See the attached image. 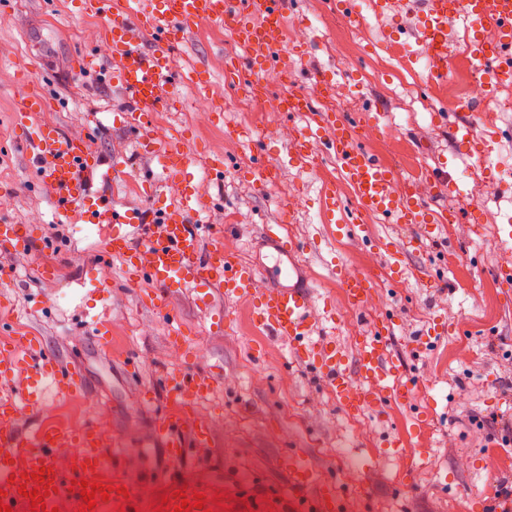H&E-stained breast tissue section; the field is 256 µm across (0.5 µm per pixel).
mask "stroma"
<instances>
[{"label": "stroma", "instance_id": "1", "mask_svg": "<svg viewBox=\"0 0 512 512\" xmlns=\"http://www.w3.org/2000/svg\"><path fill=\"white\" fill-rule=\"evenodd\" d=\"M392 2L385 14L366 11L364 22L353 26L336 15L330 0H292L305 24L291 22L287 29L308 59L288 54L279 65L297 71L305 89L313 71L353 86L348 112H382L393 130L372 133L365 149L391 162L396 191L431 173L456 181V191L442 184L430 197L432 209L459 215L437 236L381 216L369 222L371 239L415 241L400 259L398 283L368 242L338 236L323 223L321 186L334 183L349 199L354 189L341 183L329 155H320L311 169L292 162L304 120L240 111L245 83L233 75L231 61L242 49L230 34H214L204 21L190 27L175 52L182 79L174 101L154 113L155 141L141 148L112 124L127 98L113 86L111 60L99 50L103 18L79 14L73 0H0V224L27 226L35 237L29 253L0 251V268L19 276L13 287L0 289V309L8 316L0 332L38 337L46 351L83 372L82 389L66 397L48 394L40 414L23 415L26 433L46 422L73 433L97 430L105 443L120 448L119 461H107V469L139 482L150 503L160 502L175 483L202 482L224 499L253 500L255 512H302L306 503L292 498L286 458L294 450L313 470L334 478L337 512H494L481 508V501L512 482V443L502 428L512 418V287L494 277L505 262L501 241L512 230V188L491 200L485 192L497 170L512 169V85L491 88L479 102L460 99L445 85L428 86L423 63L405 65L394 44L382 40L385 29L404 41L414 32L408 0ZM86 51L96 55L94 68L75 70ZM201 70L208 83H197ZM37 94L47 100L44 120L89 138L102 159L118 162L106 184L118 204L176 206L186 188L196 186L208 202L204 220L222 234L225 252L243 261L261 252L257 235L265 224L283 225L300 241L317 238L319 251L303 258L318 293L336 310L334 341L353 354L352 337L369 332L372 317H392L391 350L414 383V401L390 397L382 410L350 417L311 369L288 363L284 344L252 324L248 303L220 299L203 310L183 291L173 297L182 319L177 325L153 309L148 284L127 281L121 259L106 272L94 266L92 255L102 244L98 226L58 213L12 123L17 100ZM449 101L478 126L501 132L490 168L475 158L479 139L462 144L450 137L441 111ZM202 102L214 105L205 119L198 112ZM174 135L185 138L194 161L171 173L163 170L160 155ZM217 155L225 158L220 184L206 168ZM263 163L275 165L274 182L254 176ZM45 265L55 267L53 278L41 276ZM342 266L374 272L368 312L346 310L336 274ZM104 274L110 288L101 303L85 283ZM99 314L111 331L105 346L89 326ZM433 316L447 326V335L412 353L408 339ZM179 331L195 339L188 353L170 343ZM184 371L216 374L212 391L191 402L194 415L210 424L212 442L173 466L149 441L156 411L173 401L164 381ZM145 387L157 392L156 410L140 402ZM424 410L433 417L416 427ZM394 438L426 449L416 471L407 470L399 449L390 447Z\"/></svg>", "mask_w": 512, "mask_h": 512}]
</instances>
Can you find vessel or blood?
I'll return each mask as SVG.
<instances>
[{
  "label": "vessel or blood",
  "mask_w": 512,
  "mask_h": 512,
  "mask_svg": "<svg viewBox=\"0 0 512 512\" xmlns=\"http://www.w3.org/2000/svg\"><path fill=\"white\" fill-rule=\"evenodd\" d=\"M85 15L105 16L104 38L114 70L113 82L126 90L130 106L120 124L128 132L148 140L152 112L163 107L167 89L175 84L177 66L174 50L187 28L206 20L230 32L245 53L232 63L236 75H249V87L265 91L263 71L276 67L285 38L288 0H153L151 7L133 9L132 0H76ZM464 22L470 33L467 63L483 85L497 86L512 81V0H425L419 17V46L406 48L407 59L425 57L429 79L444 81L457 57V47L448 32ZM495 30V40H487V30ZM281 110L307 118L300 134L293 162L313 165L319 150L339 164L343 179L355 190L354 201L345 200L335 187L323 185L321 208L326 223L335 225L339 236L367 239L366 221L383 216L394 224H405L434 233L438 222L423 201L417 187L408 184L405 193H396L395 171L362 147L365 125H379V118L365 120L362 114L330 112L316 107L306 94L285 90L279 95ZM40 98H25L17 106L15 126L23 134L43 182L51 189L64 213L79 214L83 223L106 226L103 245L97 255L100 267L112 258H121L130 282H149L155 310L175 317L170 302L173 292L193 289L198 305L208 307L216 297L244 300L250 319L269 336L288 343L292 358L310 369L331 389L343 410L356 414L369 406H381L382 394L402 402L413 397L411 381L402 379L397 360L390 356L394 333L391 317L375 319L370 332L355 337L353 357L335 342L317 336L318 327L335 323L330 306L319 305L309 286L300 282L298 262L304 246L276 230L263 236L272 250V264L262 260L238 261L224 250L222 240L210 248L202 241L210 232L200 223L192 202L197 192L187 193L185 205L168 210H125L92 185L100 162L87 139L62 132L55 124L37 119L43 111ZM369 239V238H368ZM28 229L18 224H0V250L31 249ZM338 279L353 310L366 309L372 289L366 275L339 268ZM29 377L22 399L0 398V502L12 512H34L30 491L43 495V512L67 506L71 512H107L109 506L124 512H139L141 503L131 483L120 477L102 478V439L95 429L79 434L45 426L31 438L19 435L22 411L39 412L48 389L75 392L81 376L73 364H65L46 352L36 337L17 336L0 346V379L8 380L20 371ZM175 397V411L160 415L153 426L152 443L164 450L169 463L187 459L191 448L209 443L211 430L188 411L189 397L208 394V377L186 373L167 381ZM78 448L70 462H62L59 451ZM293 490L298 495L314 492L316 512H333L334 483L320 480L307 465L293 469ZM95 487L98 500L86 507L81 498L84 484ZM203 498L204 507L194 505ZM190 502V512H214L215 500L206 487L181 485L170 491L163 512H176L182 502Z\"/></svg>",
  "instance_id": "vessel-or-blood-1"
}]
</instances>
